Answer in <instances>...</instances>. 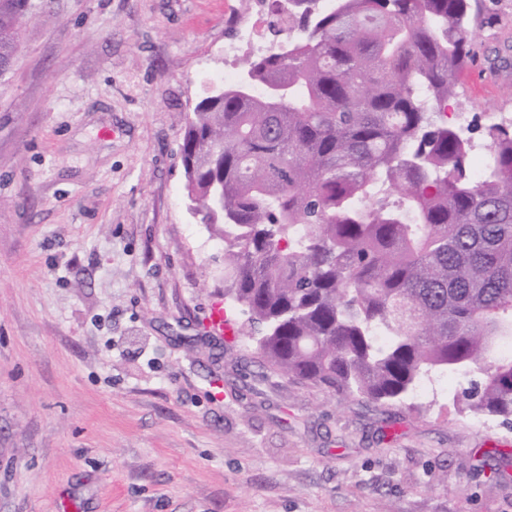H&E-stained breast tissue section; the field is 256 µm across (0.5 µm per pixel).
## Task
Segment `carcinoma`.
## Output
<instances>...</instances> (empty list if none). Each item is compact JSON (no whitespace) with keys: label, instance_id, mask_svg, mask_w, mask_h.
<instances>
[{"label":"carcinoma","instance_id":"carcinoma-1","mask_svg":"<svg viewBox=\"0 0 512 512\" xmlns=\"http://www.w3.org/2000/svg\"><path fill=\"white\" fill-rule=\"evenodd\" d=\"M27 0H0V70ZM302 35L202 99L187 197L224 241V299L262 367L401 402L477 371L466 408L512 423V125L435 111L469 59L471 0H274Z\"/></svg>","mask_w":512,"mask_h":512}]
</instances>
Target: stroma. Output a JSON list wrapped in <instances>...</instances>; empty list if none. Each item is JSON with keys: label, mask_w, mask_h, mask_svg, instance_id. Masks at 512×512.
<instances>
[{"label": "stroma", "mask_w": 512, "mask_h": 512, "mask_svg": "<svg viewBox=\"0 0 512 512\" xmlns=\"http://www.w3.org/2000/svg\"><path fill=\"white\" fill-rule=\"evenodd\" d=\"M255 0H28L0 74V512H512V427L440 373L390 405L266 374L204 320L224 243L187 115ZM449 121H512V0H477ZM224 395L213 399L210 385Z\"/></svg>", "instance_id": "35a3bbf8"}]
</instances>
